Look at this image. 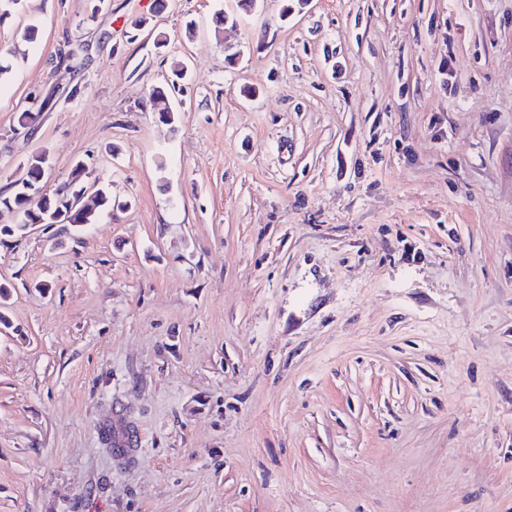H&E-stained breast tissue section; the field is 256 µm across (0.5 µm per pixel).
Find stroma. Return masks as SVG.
<instances>
[{
  "label": "stroma",
  "mask_w": 512,
  "mask_h": 512,
  "mask_svg": "<svg viewBox=\"0 0 512 512\" xmlns=\"http://www.w3.org/2000/svg\"><path fill=\"white\" fill-rule=\"evenodd\" d=\"M0 63V193L112 198L0 239V512H512V0H0Z\"/></svg>",
  "instance_id": "1"
}]
</instances>
